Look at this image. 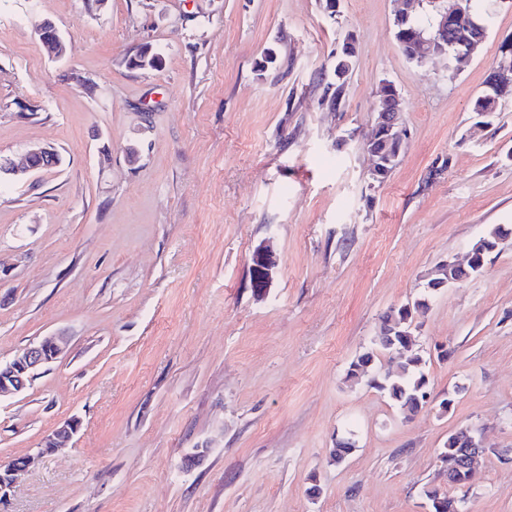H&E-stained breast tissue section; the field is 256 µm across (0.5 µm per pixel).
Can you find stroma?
<instances>
[{
  "instance_id": "obj_1",
  "label": "stroma",
  "mask_w": 512,
  "mask_h": 512,
  "mask_svg": "<svg viewBox=\"0 0 512 512\" xmlns=\"http://www.w3.org/2000/svg\"><path fill=\"white\" fill-rule=\"evenodd\" d=\"M324 4L0 0V154L62 157L0 185V360L69 338L0 401V461L78 422L0 512H431L423 490L447 486L439 454L461 427L484 447L467 512H512V240L426 290L439 262L512 225V98L487 127L473 110L512 7L452 71L404 55L395 0H339L333 19ZM45 19L63 58L36 34ZM146 42L160 68L129 67ZM386 82L406 137L379 183L347 133L372 131ZM267 241L278 268L260 299L249 268ZM425 293L429 396L407 422L346 373L371 350L373 374L396 368L404 351L375 349L380 317ZM339 439L353 449L335 464ZM352 58L353 56L343 55L342 49L339 54H336L335 75L337 71H340L344 76L342 79L336 77V87L332 93V104L336 106V109L340 107L346 80L353 69Z\"/></svg>"
}]
</instances>
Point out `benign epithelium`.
<instances>
[{
	"instance_id": "benign-epithelium-1",
	"label": "benign epithelium",
	"mask_w": 512,
	"mask_h": 512,
	"mask_svg": "<svg viewBox=\"0 0 512 512\" xmlns=\"http://www.w3.org/2000/svg\"><path fill=\"white\" fill-rule=\"evenodd\" d=\"M459 17V6L441 8L438 10V36H446L448 27L453 25ZM40 41L48 50L59 56L64 50V41L59 30L49 21L40 23L36 28ZM475 41H466L456 45L455 50L448 52V68L468 58L477 48ZM491 89L497 91L501 98L512 95V65L503 62L490 74ZM376 125L384 128L390 135L402 139L405 128L402 123L400 111H390L383 104L377 105ZM60 154L51 147H35L29 149L20 161L0 155V180L4 178L20 181L29 174L38 170L56 168L60 166ZM251 268L256 275L250 288L260 297L266 294L276 268V258L273 250L267 244L259 245L251 257ZM65 349V339L62 336L51 334L27 345L7 361H0V399L23 393L33 381L36 371L55 362ZM77 432V425L66 421L57 426L45 436V440L55 443L56 448H67ZM468 442V451L465 458L466 468L474 471L478 457L483 446L481 440L466 428L461 430ZM38 460V456L29 453L24 463L18 464L14 460L0 462V498L8 495L17 480V475L30 469Z\"/></svg>"
}]
</instances>
